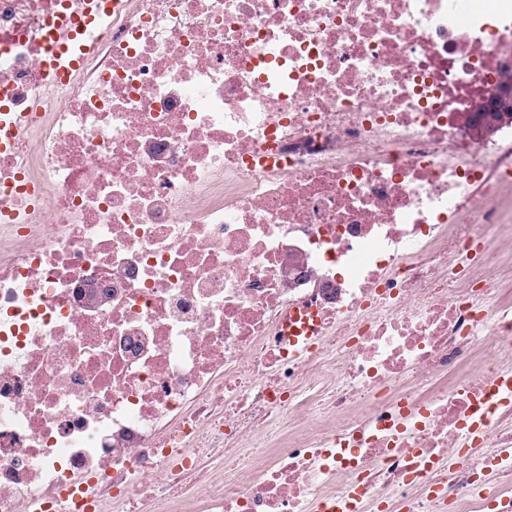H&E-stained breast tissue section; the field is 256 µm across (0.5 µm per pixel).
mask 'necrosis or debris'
Wrapping results in <instances>:
<instances>
[{"label": "necrosis or debris", "mask_w": 512, "mask_h": 512, "mask_svg": "<svg viewBox=\"0 0 512 512\" xmlns=\"http://www.w3.org/2000/svg\"><path fill=\"white\" fill-rule=\"evenodd\" d=\"M112 3L0 0V512H512V0ZM76 31L69 30L63 35L51 34L53 44L51 51L42 59L41 65L51 76V81L56 84L65 82L73 69L78 66L81 56L75 57L70 53L67 39H74Z\"/></svg>", "instance_id": "4bbe7bcc"}]
</instances>
